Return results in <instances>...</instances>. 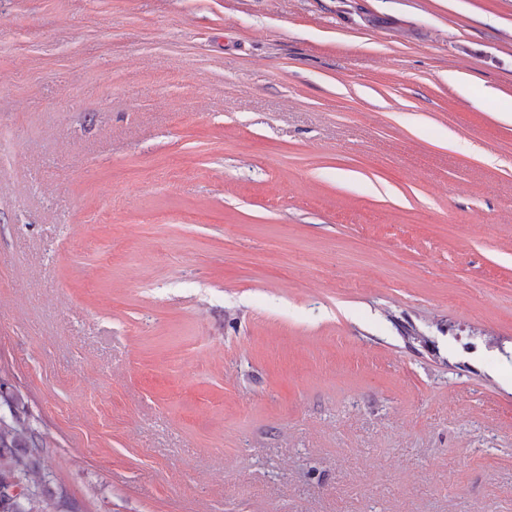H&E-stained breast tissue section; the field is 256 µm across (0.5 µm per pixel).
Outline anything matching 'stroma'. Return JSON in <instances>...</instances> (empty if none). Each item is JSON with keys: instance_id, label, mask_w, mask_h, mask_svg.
<instances>
[{"instance_id": "stroma-1", "label": "stroma", "mask_w": 512, "mask_h": 512, "mask_svg": "<svg viewBox=\"0 0 512 512\" xmlns=\"http://www.w3.org/2000/svg\"><path fill=\"white\" fill-rule=\"evenodd\" d=\"M511 98L512 0H0L42 476L76 512H512Z\"/></svg>"}]
</instances>
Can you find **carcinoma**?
Returning <instances> with one entry per match:
<instances>
[{"label": "carcinoma", "mask_w": 512, "mask_h": 512, "mask_svg": "<svg viewBox=\"0 0 512 512\" xmlns=\"http://www.w3.org/2000/svg\"><path fill=\"white\" fill-rule=\"evenodd\" d=\"M45 448L40 431L0 421V512H46L48 501H64L50 481L33 479Z\"/></svg>", "instance_id": "1"}]
</instances>
